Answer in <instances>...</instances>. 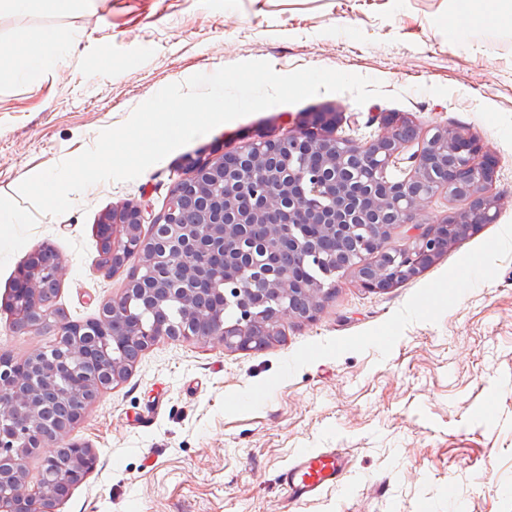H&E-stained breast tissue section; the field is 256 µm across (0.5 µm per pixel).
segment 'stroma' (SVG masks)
Instances as JSON below:
<instances>
[{
    "label": "stroma",
    "mask_w": 512,
    "mask_h": 512,
    "mask_svg": "<svg viewBox=\"0 0 512 512\" xmlns=\"http://www.w3.org/2000/svg\"><path fill=\"white\" fill-rule=\"evenodd\" d=\"M463 0H92L68 15H0V39L45 25L71 48L37 82L0 83V195L31 172L95 145L172 83L248 60L281 74L329 68L379 80L357 104L320 92L221 124L131 181L73 195L38 215L0 270V354L23 359L49 338L16 331L7 306L20 265L53 248L65 273L54 308L97 317L125 271L99 260L98 226L141 208L160 214L175 180L219 157L336 113L476 136L498 162L495 223L451 244L420 274L371 292L356 271L314 320L288 318L259 352L161 342L103 393L67 441L97 466L59 512H512V24L448 27ZM112 61L97 72L100 57ZM306 448H342L345 481L289 504L282 470Z\"/></svg>",
    "instance_id": "35a3bbf8"
}]
</instances>
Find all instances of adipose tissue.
<instances>
[{"mask_svg":"<svg viewBox=\"0 0 512 512\" xmlns=\"http://www.w3.org/2000/svg\"><path fill=\"white\" fill-rule=\"evenodd\" d=\"M66 38L55 29L20 27L0 45V82L13 79L36 80L42 67L64 50Z\"/></svg>","mask_w":512,"mask_h":512,"instance_id":"1","label":"adipose tissue"}]
</instances>
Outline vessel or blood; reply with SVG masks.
<instances>
[{"label": "vessel or blood", "instance_id": "vessel-or-blood-1", "mask_svg": "<svg viewBox=\"0 0 512 512\" xmlns=\"http://www.w3.org/2000/svg\"><path fill=\"white\" fill-rule=\"evenodd\" d=\"M350 459L336 448L306 449L282 471L288 498L302 502L335 487L347 475Z\"/></svg>", "mask_w": 512, "mask_h": 512}]
</instances>
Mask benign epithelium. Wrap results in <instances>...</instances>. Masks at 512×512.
Returning a JSON list of instances; mask_svg holds the SVG:
<instances>
[{
	"mask_svg": "<svg viewBox=\"0 0 512 512\" xmlns=\"http://www.w3.org/2000/svg\"><path fill=\"white\" fill-rule=\"evenodd\" d=\"M320 127H300L275 139L247 142L237 155L249 168L224 169V158L196 163L194 173L207 175L227 199L248 189L252 210H223L201 224L179 223L178 206L185 181L173 185L165 210L152 219L161 225L160 250L138 234L143 210L130 207L114 216L123 236L110 238L108 257L138 256L129 279L132 287L101 305L98 317L70 321L46 307V286L61 283L62 262L45 265L37 257L19 268L10 307L19 320L37 331L44 324L55 330L54 346L42 347L26 358L0 361V512H59L63 481L75 485L95 467L94 451L79 443H63L68 431L83 421L86 408L110 386L123 381L140 354L161 341H218L227 349L258 352L266 344L251 339L261 305L277 300L267 334L279 335L288 317L313 320L336 287V273L355 267L368 291L392 288L419 274L442 251L443 237L466 236L476 224L497 218L495 200L488 195L496 162L484 157L479 141L469 133L436 127L409 157L405 144L417 136L411 129L386 122L388 130L366 140L337 134L336 118L319 117ZM323 155L317 170L292 167L288 175L263 164L268 155L292 156L299 149ZM352 157L373 163L368 189L370 208L360 206L359 193L349 189L346 164ZM441 161L443 176L427 180L433 158ZM408 163L402 179L388 176L390 167ZM469 200V209L430 222L420 221L424 202L436 194ZM327 201V215L317 221L324 235L336 240V258L322 257L316 244L296 235L309 224L310 207ZM396 224L416 230L401 247L381 246L372 262H362L368 244L388 239ZM294 249V260L320 267L323 277L310 288L295 286L291 274L269 264L267 256L282 241ZM224 254V267L213 269L215 253ZM156 307L177 305L183 320L205 326L194 335L145 316L142 299ZM41 454L36 484L28 479L27 460Z\"/></svg>",
	"mask_w": 512,
	"mask_h": 512,
	"instance_id": "benign-epithelium-1",
	"label": "benign epithelium"
}]
</instances>
